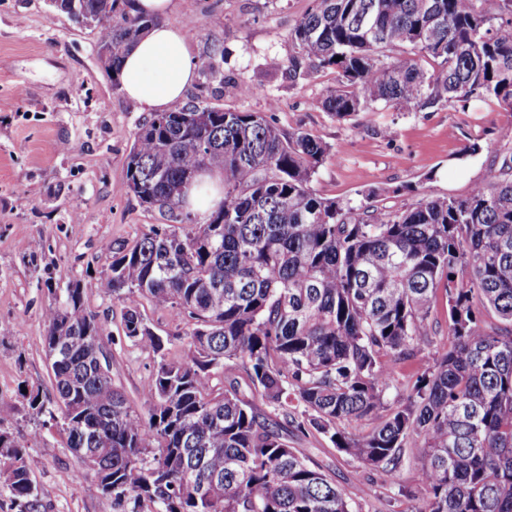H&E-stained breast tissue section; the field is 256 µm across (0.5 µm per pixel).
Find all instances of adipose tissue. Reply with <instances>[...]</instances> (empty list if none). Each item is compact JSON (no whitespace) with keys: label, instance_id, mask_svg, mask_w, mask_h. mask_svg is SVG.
I'll list each match as a JSON object with an SVG mask.
<instances>
[{"label":"adipose tissue","instance_id":"adipose-tissue-1","mask_svg":"<svg viewBox=\"0 0 512 512\" xmlns=\"http://www.w3.org/2000/svg\"><path fill=\"white\" fill-rule=\"evenodd\" d=\"M132 12L156 15L152 26L126 56L119 82L125 96L148 112H165L182 102L196 75L185 28L167 22L174 0H132Z\"/></svg>","mask_w":512,"mask_h":512}]
</instances>
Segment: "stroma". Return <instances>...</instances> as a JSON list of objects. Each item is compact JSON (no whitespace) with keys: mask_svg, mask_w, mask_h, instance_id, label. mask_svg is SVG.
I'll use <instances>...</instances> for the list:
<instances>
[{"mask_svg":"<svg viewBox=\"0 0 512 512\" xmlns=\"http://www.w3.org/2000/svg\"><path fill=\"white\" fill-rule=\"evenodd\" d=\"M314 0H177L168 22L195 20L196 78L185 102L263 112L284 132L304 131L332 150L310 186L343 205L412 207L420 192L467 197L487 170L512 154V107L375 110L336 120L314 102L334 72L293 64L288 35ZM99 30L77 25L51 0H0V428L26 450L33 481L48 487L41 512H123L78 462L49 416L55 407L46 355L49 288L81 281L85 305L104 328L112 382L140 413L156 368L150 349L123 336L124 304L107 288L112 256L103 245L134 244L162 223L129 191L126 158L149 112L128 100L99 61ZM254 87L251 95L243 87ZM279 102L269 110L268 99ZM479 144L477 154L464 149ZM430 345L397 366L392 393L455 342L447 299L437 294ZM39 389L35 415L22 389ZM288 444L344 488L354 512H410L421 494L420 450L408 445L391 476L364 467L316 432L289 431Z\"/></svg>","mask_w":512,"mask_h":512,"instance_id":"1","label":"stroma"}]
</instances>
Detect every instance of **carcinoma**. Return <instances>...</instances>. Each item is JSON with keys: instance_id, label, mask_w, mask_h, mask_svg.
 <instances>
[{"instance_id": "carcinoma-1", "label": "carcinoma", "mask_w": 512, "mask_h": 512, "mask_svg": "<svg viewBox=\"0 0 512 512\" xmlns=\"http://www.w3.org/2000/svg\"><path fill=\"white\" fill-rule=\"evenodd\" d=\"M129 2L53 0L98 27L115 79L155 23ZM289 40L336 73L315 105L338 120L379 105L512 107V0H316ZM329 152L261 112L196 104L138 129L127 186L167 223L104 249L123 334L157 359L143 389L148 417L112 383L107 351H90L103 326L81 282L45 315L66 445L77 475L112 500L154 512H353L344 489L288 446L285 423L388 474L415 443L423 497L410 512H512V156L465 198L425 193L399 211L317 195L309 183ZM201 168L224 181V200L202 221L182 192ZM440 289L456 343L390 400L395 364L431 342ZM144 300L174 332L152 331ZM242 382L283 422L257 411ZM368 417L379 423L365 435L339 428ZM25 454L0 429V483L20 512H40L50 491Z\"/></svg>"}]
</instances>
